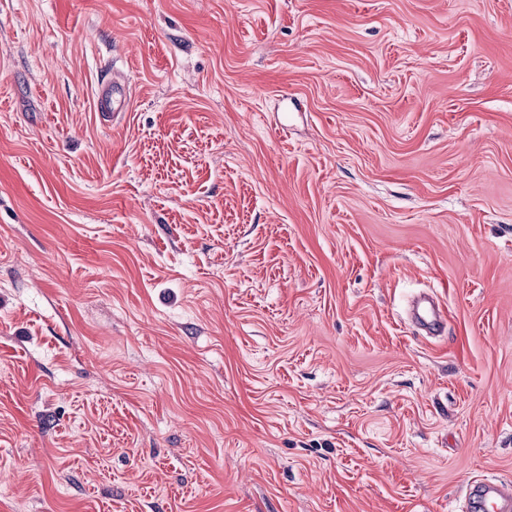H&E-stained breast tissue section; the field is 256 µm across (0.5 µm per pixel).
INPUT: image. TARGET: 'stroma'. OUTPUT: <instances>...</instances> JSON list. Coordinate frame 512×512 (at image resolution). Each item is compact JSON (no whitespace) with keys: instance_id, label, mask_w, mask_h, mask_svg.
<instances>
[{"instance_id":"1","label":"stroma","mask_w":512,"mask_h":512,"mask_svg":"<svg viewBox=\"0 0 512 512\" xmlns=\"http://www.w3.org/2000/svg\"><path fill=\"white\" fill-rule=\"evenodd\" d=\"M477 475L512 483V0H0V512ZM414 321L429 334H441L446 326L440 310L428 295H421L414 303Z\"/></svg>"}]
</instances>
